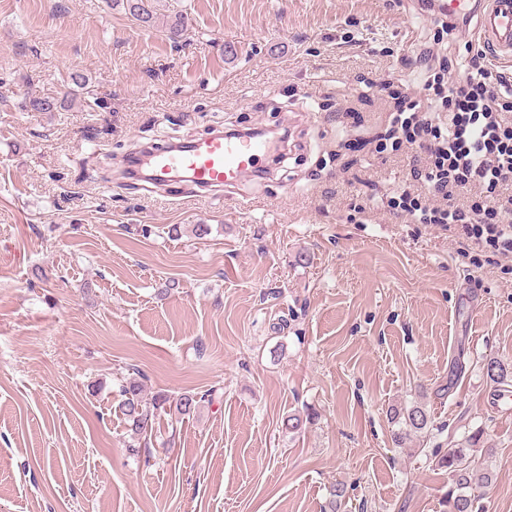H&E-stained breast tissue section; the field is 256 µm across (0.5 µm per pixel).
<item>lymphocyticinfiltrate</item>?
Here are the masks:
<instances>
[{
	"label": "lymphocytic infiltrate",
	"instance_id": "1",
	"mask_svg": "<svg viewBox=\"0 0 512 512\" xmlns=\"http://www.w3.org/2000/svg\"><path fill=\"white\" fill-rule=\"evenodd\" d=\"M412 60L424 93L392 91L385 137L392 151H413L416 185L398 188L387 205L511 258L512 70L470 41L453 59L423 45Z\"/></svg>",
	"mask_w": 512,
	"mask_h": 512
}]
</instances>
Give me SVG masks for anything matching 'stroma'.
<instances>
[{
  "instance_id": "obj_1",
  "label": "stroma",
  "mask_w": 512,
  "mask_h": 512,
  "mask_svg": "<svg viewBox=\"0 0 512 512\" xmlns=\"http://www.w3.org/2000/svg\"><path fill=\"white\" fill-rule=\"evenodd\" d=\"M156 9L148 29L118 2L0 0V512H323L339 483L337 512H446L429 454L476 432L485 512H512V397L483 370L512 364V261L361 212L410 160L343 147L384 126L365 84L432 43L431 11ZM233 126L287 139L231 192H149L122 165ZM132 367L145 398L213 399L131 451L117 389ZM417 399L442 432L397 447L390 411Z\"/></svg>"
}]
</instances>
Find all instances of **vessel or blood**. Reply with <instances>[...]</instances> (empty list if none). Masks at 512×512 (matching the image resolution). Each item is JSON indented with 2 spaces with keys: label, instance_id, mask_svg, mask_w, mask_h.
<instances>
[{
  "label": "vessel or blood",
  "instance_id": "b4317fda",
  "mask_svg": "<svg viewBox=\"0 0 512 512\" xmlns=\"http://www.w3.org/2000/svg\"><path fill=\"white\" fill-rule=\"evenodd\" d=\"M479 44L499 61L512 63V0H484L478 15ZM270 149L260 134L212 131L187 143L171 144L131 160L129 172L155 183L188 182L220 190L255 173Z\"/></svg>",
  "mask_w": 512,
  "mask_h": 512
}]
</instances>
